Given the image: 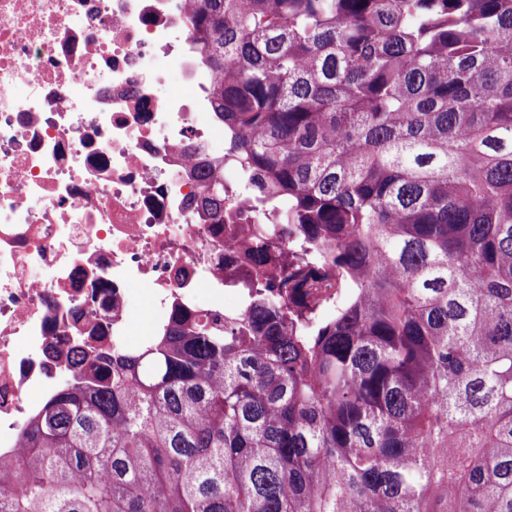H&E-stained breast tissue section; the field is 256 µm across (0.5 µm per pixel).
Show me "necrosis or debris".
Wrapping results in <instances>:
<instances>
[{
    "label": "necrosis or debris",
    "mask_w": 512,
    "mask_h": 512,
    "mask_svg": "<svg viewBox=\"0 0 512 512\" xmlns=\"http://www.w3.org/2000/svg\"><path fill=\"white\" fill-rule=\"evenodd\" d=\"M190 0H0V453L148 300L224 307L196 205L224 128Z\"/></svg>",
    "instance_id": "necrosis-or-debris-1"
}]
</instances>
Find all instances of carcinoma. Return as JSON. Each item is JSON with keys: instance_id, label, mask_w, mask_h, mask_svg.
<instances>
[{"instance_id": "obj_1", "label": "carcinoma", "mask_w": 512, "mask_h": 512, "mask_svg": "<svg viewBox=\"0 0 512 512\" xmlns=\"http://www.w3.org/2000/svg\"><path fill=\"white\" fill-rule=\"evenodd\" d=\"M187 25L220 74L214 250L239 198L263 215L243 308L81 349L0 454V512H512V0Z\"/></svg>"}]
</instances>
